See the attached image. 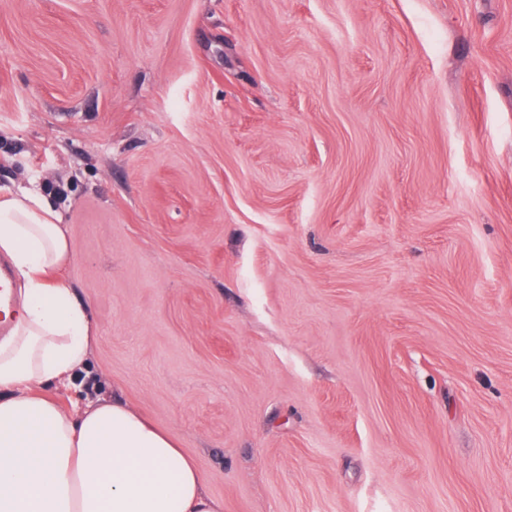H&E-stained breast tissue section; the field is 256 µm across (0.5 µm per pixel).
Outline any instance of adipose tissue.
<instances>
[{"mask_svg": "<svg viewBox=\"0 0 512 512\" xmlns=\"http://www.w3.org/2000/svg\"><path fill=\"white\" fill-rule=\"evenodd\" d=\"M0 255L19 297L0 337V512H222L174 436L130 405L74 414L44 393L85 368L96 326L59 275L71 242L39 187L0 188Z\"/></svg>", "mask_w": 512, "mask_h": 512, "instance_id": "adipose-tissue-1", "label": "adipose tissue"}]
</instances>
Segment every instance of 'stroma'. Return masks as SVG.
Listing matches in <instances>:
<instances>
[{
	"label": "stroma",
	"mask_w": 512,
	"mask_h": 512,
	"mask_svg": "<svg viewBox=\"0 0 512 512\" xmlns=\"http://www.w3.org/2000/svg\"><path fill=\"white\" fill-rule=\"evenodd\" d=\"M32 179L223 512H512V0H0Z\"/></svg>",
	"instance_id": "1"
}]
</instances>
